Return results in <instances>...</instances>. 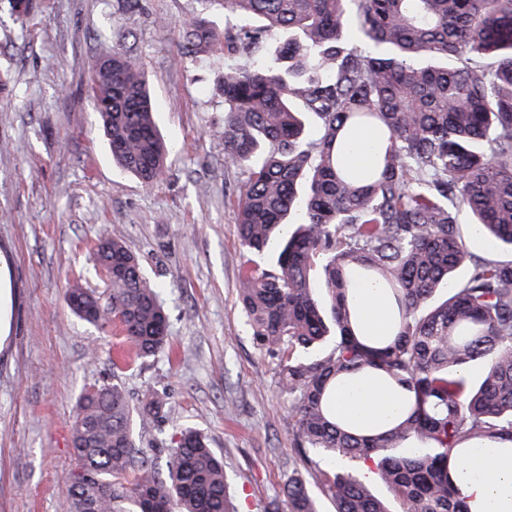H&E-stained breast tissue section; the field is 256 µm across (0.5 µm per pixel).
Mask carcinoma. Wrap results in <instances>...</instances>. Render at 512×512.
I'll return each instance as SVG.
<instances>
[{
    "label": "carcinoma",
    "instance_id": "carcinoma-1",
    "mask_svg": "<svg viewBox=\"0 0 512 512\" xmlns=\"http://www.w3.org/2000/svg\"><path fill=\"white\" fill-rule=\"evenodd\" d=\"M224 11L289 34L273 57L220 80L224 163L249 169L236 211L250 256L239 301L256 345L278 360L298 449L317 456L288 477L289 512H319L312 479L335 512H391L374 483L399 512H469L451 465L470 444L512 441V260L469 252L457 202L488 243L512 251V0H224ZM181 28L191 53L235 38L203 17ZM90 91L118 168L153 184L169 149L139 62L112 51V79L91 72ZM305 116L317 118L315 139ZM357 127L376 133L362 174L344 162ZM90 260L112 261L109 294L76 284L67 306L81 320L73 301L92 306L134 359L78 397L62 512H235L201 431L186 427L165 449V474L137 447L135 416L158 413L161 396L148 386L131 404L121 374L165 350L168 316L122 242L100 235ZM355 277L386 288L391 336L358 334ZM362 372L404 394L385 430L336 421V384ZM348 459L372 463V478L341 467Z\"/></svg>",
    "mask_w": 512,
    "mask_h": 512
}]
</instances>
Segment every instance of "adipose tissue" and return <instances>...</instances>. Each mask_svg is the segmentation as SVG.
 I'll return each mask as SVG.
<instances>
[{
    "label": "adipose tissue",
    "mask_w": 512,
    "mask_h": 512,
    "mask_svg": "<svg viewBox=\"0 0 512 512\" xmlns=\"http://www.w3.org/2000/svg\"><path fill=\"white\" fill-rule=\"evenodd\" d=\"M354 293L362 335L388 336L392 317L382 287L359 279ZM402 407L397 390L372 376L338 387L333 401L340 422L366 429L386 427ZM449 478L465 497L470 512H512V454L473 446L462 454Z\"/></svg>",
    "instance_id": "1"
}]
</instances>
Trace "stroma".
Here are the masks:
<instances>
[{
    "label": "stroma",
    "mask_w": 512,
    "mask_h": 512,
    "mask_svg": "<svg viewBox=\"0 0 512 512\" xmlns=\"http://www.w3.org/2000/svg\"><path fill=\"white\" fill-rule=\"evenodd\" d=\"M192 16L220 30L256 27L226 18L224 0H37L25 21L0 0V74L9 79L0 90V275L12 291L0 344V512H60L76 399L111 382L112 356L125 346L64 301L77 282L103 289L88 260L103 232L138 257L169 318V350L122 378L130 395L151 386L165 402L163 418L135 421L136 443L153 449L159 471L161 443L199 429L224 459L237 512H266L306 467L277 362L257 349L238 302L247 256L235 214L248 173L224 163L219 83L224 69L253 59L187 53L180 25ZM117 48L139 60L174 146L151 186L117 173L87 91L94 60Z\"/></svg>",
    "instance_id": "35a3bbf8"
}]
</instances>
